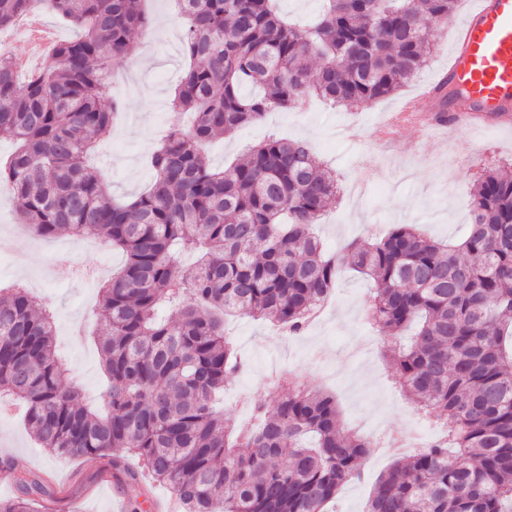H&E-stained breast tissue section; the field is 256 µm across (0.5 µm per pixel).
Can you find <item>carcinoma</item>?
Masks as SVG:
<instances>
[{"label":"carcinoma","mask_w":512,"mask_h":512,"mask_svg":"<svg viewBox=\"0 0 512 512\" xmlns=\"http://www.w3.org/2000/svg\"><path fill=\"white\" fill-rule=\"evenodd\" d=\"M277 2L176 0L190 68L172 111L194 122L170 125L149 156L148 190L118 201L84 158L124 110L116 97L103 107L113 57L134 53L154 20L141 0H0V32L39 10L78 30L22 85L0 55V132L16 144L0 181L35 235L68 228L126 256L99 300L103 404L66 378L52 314L19 285L0 290V395L22 406L49 454L105 458L134 484H166L183 512H326L361 478L372 442L344 426L334 397L296 378L278 382L274 411L254 401L256 426L217 412L242 366L222 314L298 334L350 268L376 285L375 329L398 337L417 325L389 357L403 391L447 432L380 475L365 512H512V170L477 176L455 246L395 224L328 256L309 226L339 187L306 144L271 134L225 169L203 148L308 97L350 108L392 96L426 65L431 25L459 0H322L310 24ZM185 250L200 253L191 270ZM15 488L0 512H35L51 496L32 472L16 473Z\"/></svg>","instance_id":"1"}]
</instances>
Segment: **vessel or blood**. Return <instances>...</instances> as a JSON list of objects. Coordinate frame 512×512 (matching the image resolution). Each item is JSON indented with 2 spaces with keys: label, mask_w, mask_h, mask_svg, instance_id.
I'll return each instance as SVG.
<instances>
[{
  "label": "vessel or blood",
  "mask_w": 512,
  "mask_h": 512,
  "mask_svg": "<svg viewBox=\"0 0 512 512\" xmlns=\"http://www.w3.org/2000/svg\"><path fill=\"white\" fill-rule=\"evenodd\" d=\"M448 35L452 51L441 77L462 96L449 107L447 121L432 118L436 89L429 86L384 114L372 130L377 141H390L406 127L444 134L462 124L512 126V0H471L466 17Z\"/></svg>",
  "instance_id": "1"
}]
</instances>
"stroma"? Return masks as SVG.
<instances>
[{
  "label": "stroma",
  "mask_w": 512,
  "mask_h": 512,
  "mask_svg": "<svg viewBox=\"0 0 512 512\" xmlns=\"http://www.w3.org/2000/svg\"><path fill=\"white\" fill-rule=\"evenodd\" d=\"M145 7L155 17L169 20L170 26L142 38L136 55L116 59L112 72L120 81L113 84L112 93L123 100L125 110L111 135L101 139L88 158L118 200L131 199L149 185L148 158L165 130L174 87L188 66L181 30L171 21L170 0H146ZM449 54L448 41L436 39L431 60L415 81L401 93L366 107L332 111L314 99L301 112H270L262 121L209 143L210 162L224 167L271 132L306 142L335 170L342 187L336 206L313 226L331 252L353 238L384 236L395 224H418L431 236L457 240L468 221L475 174L481 167L512 161V133L457 128L447 137L436 138L405 128L393 142L384 144L369 136L380 114L435 80ZM353 125L360 129L359 138L347 135ZM16 247L14 256L0 258V288L22 284L36 304L52 309L56 344L71 374L81 380L87 393L102 396L105 379L96 346L102 329L94 317L99 290L88 287L77 271L97 268L110 276L123 261L121 253L109 245L100 252L83 250L79 236L68 231L52 238L17 237ZM372 288V281L359 274L344 273L319 318L298 336L284 335L267 321L229 317L226 327L245 369L227 383L225 414L249 418L248 409L238 403L243 393L276 406L281 391L271 382L270 364L285 346L289 368L306 386L335 396L348 428L377 419L400 430L431 432L433 418L422 416L410 403L386 358L393 338L365 320ZM3 460L14 469L46 478L55 512H110L116 496L124 499L128 512H148L141 487L129 483L123 474L111 473L106 492H99L102 459L56 458L39 448L16 407L0 412ZM394 460L389 450L368 449L361 479L340 489L336 512H364L376 479Z\"/></svg>",
  "instance_id": "stroma-1"
}]
</instances>
